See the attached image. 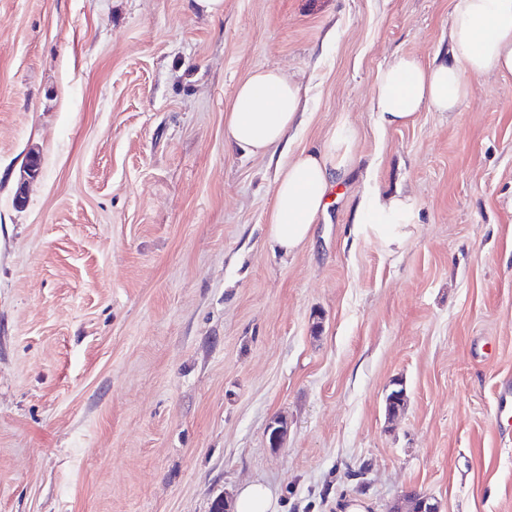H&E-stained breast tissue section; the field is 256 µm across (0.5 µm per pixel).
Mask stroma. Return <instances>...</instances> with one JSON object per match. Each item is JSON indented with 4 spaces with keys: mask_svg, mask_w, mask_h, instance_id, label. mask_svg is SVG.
Listing matches in <instances>:
<instances>
[{
    "mask_svg": "<svg viewBox=\"0 0 512 512\" xmlns=\"http://www.w3.org/2000/svg\"><path fill=\"white\" fill-rule=\"evenodd\" d=\"M454 2L0 0V512H211L253 481L279 512H512V74L401 129L371 110ZM261 67L305 110L252 155L224 115ZM343 121L355 163L281 255L279 166ZM375 189L419 205L394 253L351 235Z\"/></svg>",
    "mask_w": 512,
    "mask_h": 512,
    "instance_id": "obj_1",
    "label": "stroma"
}]
</instances>
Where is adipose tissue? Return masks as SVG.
Returning a JSON list of instances; mask_svg holds the SVG:
<instances>
[{
	"label": "adipose tissue",
	"mask_w": 512,
	"mask_h": 512,
	"mask_svg": "<svg viewBox=\"0 0 512 512\" xmlns=\"http://www.w3.org/2000/svg\"><path fill=\"white\" fill-rule=\"evenodd\" d=\"M450 52L427 64L415 56L395 58L380 74L371 107L384 128L413 122L418 112L457 111L472 92V77L512 74V0H456L449 23ZM301 88L274 69L253 72L238 85L224 121L229 145L264 155L286 144L299 122ZM355 133L340 123L321 149L293 154L281 167L268 217V240L288 255L310 238L327 207L329 191L341 184L354 163ZM359 215H371L370 233L387 251L403 246L418 219L413 197L372 193Z\"/></svg>",
	"instance_id": "ef3b65f1"
}]
</instances>
